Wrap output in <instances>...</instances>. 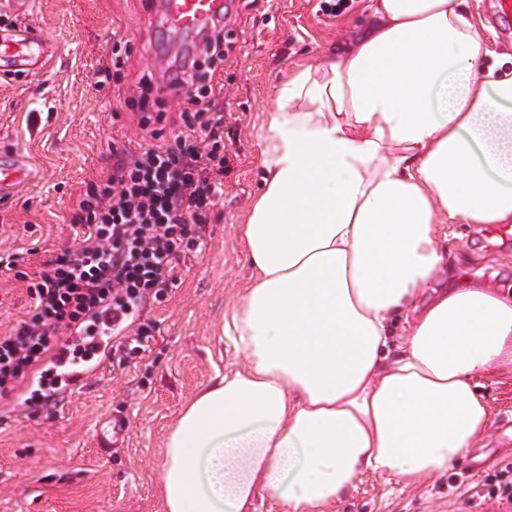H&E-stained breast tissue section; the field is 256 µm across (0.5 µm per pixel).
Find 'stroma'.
Instances as JSON below:
<instances>
[{"label":"stroma","mask_w":512,"mask_h":512,"mask_svg":"<svg viewBox=\"0 0 512 512\" xmlns=\"http://www.w3.org/2000/svg\"><path fill=\"white\" fill-rule=\"evenodd\" d=\"M466 7L483 25L487 48L511 56L512 21L500 20L497 0H466ZM144 8L143 0H32L30 17L56 54L39 75L0 77V144L28 154L42 174L0 200V336L33 303L14 271L35 272L74 246L84 228L72 223L71 208L90 184L111 172L122 152L172 142L169 122L141 128L112 86H97V71L118 41L127 45L126 84L166 77L163 38L143 24ZM368 21V0H349L337 16L322 12L321 0H235L224 27L231 49L215 78L224 88V184L194 227L200 247L181 256L167 294L147 302L144 315L159 330L146 353L114 351L71 395L64 416L0 394V512H161L157 475L168 425L216 373L243 360L222 329L250 276L239 238L258 191L264 114L290 69L347 44ZM447 231L446 250L467 276L512 281V234L482 224ZM477 382L489 407L488 432L452 469L473 492L494 465L512 459V374L488 373ZM114 414L127 419L128 436L104 455L95 431ZM448 477L407 486L367 471L331 512H494L490 503L449 495Z\"/></svg>","instance_id":"35a3bbf8"}]
</instances>
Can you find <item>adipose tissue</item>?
Returning a JSON list of instances; mask_svg holds the SVG:
<instances>
[{"label": "adipose tissue", "mask_w": 512, "mask_h": 512, "mask_svg": "<svg viewBox=\"0 0 512 512\" xmlns=\"http://www.w3.org/2000/svg\"><path fill=\"white\" fill-rule=\"evenodd\" d=\"M464 5L370 0L348 50L279 83L224 323L246 363L170 425L162 512H328L362 472L413 485L485 433L512 289L445 276L443 229L512 224V67Z\"/></svg>", "instance_id": "obj_1"}]
</instances>
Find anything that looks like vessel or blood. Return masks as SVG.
<instances>
[{
    "label": "vessel or blood",
    "instance_id": "b4317fda",
    "mask_svg": "<svg viewBox=\"0 0 512 512\" xmlns=\"http://www.w3.org/2000/svg\"><path fill=\"white\" fill-rule=\"evenodd\" d=\"M230 0H149L146 20L155 30L169 34L207 32L223 25ZM52 55L48 38L33 24L0 28V75L23 76L44 70ZM38 169L17 150H0V199L14 196L20 188L36 181ZM47 362L56 365L65 380L54 397L56 407H63L67 395L81 390L93 367L109 360L107 349H100L93 366L72 367L58 351H50Z\"/></svg>",
    "mask_w": 512,
    "mask_h": 512
}]
</instances>
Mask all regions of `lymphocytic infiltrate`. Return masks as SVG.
<instances>
[{
  "label": "lymphocytic infiltrate",
  "mask_w": 512,
  "mask_h": 512,
  "mask_svg": "<svg viewBox=\"0 0 512 512\" xmlns=\"http://www.w3.org/2000/svg\"><path fill=\"white\" fill-rule=\"evenodd\" d=\"M227 52L223 30H214L173 72L182 93L172 144L123 154L74 205L71 221L84 227V236L31 278L33 312L0 336L1 394L14 391L69 331L92 338L102 318L124 320L117 347L125 354L144 352L154 339L156 325L141 312L150 298L167 293L181 254L198 248L191 227L224 183V114L213 78ZM124 104L145 128L167 110L145 77Z\"/></svg>",
  "instance_id": "f902f5d3"
}]
</instances>
